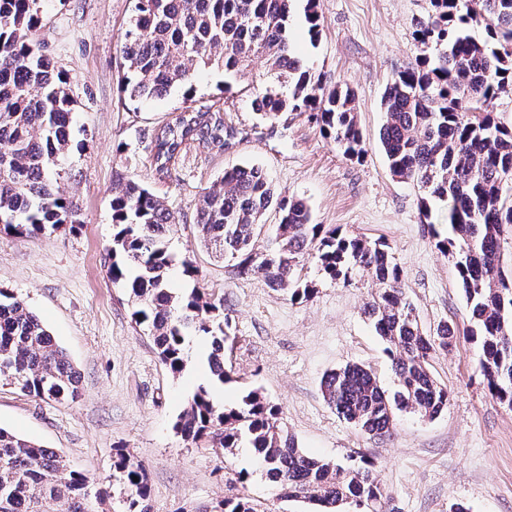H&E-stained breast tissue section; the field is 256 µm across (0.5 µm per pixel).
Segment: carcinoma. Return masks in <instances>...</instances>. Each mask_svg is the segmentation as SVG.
<instances>
[{
  "mask_svg": "<svg viewBox=\"0 0 512 512\" xmlns=\"http://www.w3.org/2000/svg\"><path fill=\"white\" fill-rule=\"evenodd\" d=\"M294 0H133L124 36V91L133 99L161 97L178 87L193 98L196 73L221 67L245 74L257 58L267 71L251 84L254 111L267 119L281 112H311L321 133L349 160L365 152L354 96L323 86L306 69L288 38ZM435 16L417 29L416 63L396 69L382 105L380 140L393 176L417 182L424 215L431 203L446 211L448 236L437 249L454 264L471 313L467 330L489 393L512 407V274L501 265L500 244L512 228V130L490 110L512 92V0H430ZM318 0H306L309 35L320 33ZM37 0H0V223L38 235L74 224L78 206L56 188L55 167L68 150L76 100L69 77L43 50ZM484 26L482 40L471 34ZM238 131L212 106H189L150 141L155 174H170L186 148H224ZM277 224L263 222L269 208ZM114 233L109 275L135 301L136 324L147 328L158 357L172 373L188 363L186 341L211 338L208 367L220 384L229 339L224 299L201 288L176 293L167 272L173 257L169 232L178 224L147 187L117 177L112 200ZM195 224L204 246L237 261L240 272L261 271L266 284L293 300L314 288L296 277L315 258L325 274L345 278L355 268L380 285L364 314L387 343L399 390L389 399L376 374L347 364L325 374L321 391L336 414L361 431L386 436L394 407L434 417L448 406V389L429 370L436 348L446 349L455 329L436 335L419 327L402 287L400 269L384 240L342 234L311 222L307 204L275 193L265 169L234 167L220 188L203 192ZM0 382L22 395L57 403L80 396V376L66 351L25 303L0 289ZM175 428L186 441L205 438L225 451L246 441L265 463L264 475L286 498L322 509L336 502L356 512H386V496L366 459L343 466L307 455L279 422V409L256 390L230 409L200 386ZM116 480L127 489L124 512H150L146 469L122 452ZM102 497L88 478L53 449L0 428V512H93ZM209 512H257L244 496L226 498Z\"/></svg>",
  "mask_w": 512,
  "mask_h": 512,
  "instance_id": "obj_1",
  "label": "carcinoma"
}]
</instances>
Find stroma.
Returning <instances> with one entry per match:
<instances>
[{
    "label": "stroma",
    "mask_w": 512,
    "mask_h": 512,
    "mask_svg": "<svg viewBox=\"0 0 512 512\" xmlns=\"http://www.w3.org/2000/svg\"><path fill=\"white\" fill-rule=\"evenodd\" d=\"M305 5L294 0L291 42L306 68L354 93L362 159H346L322 136L312 113L259 119L247 78L207 68L195 78L194 98L225 107L224 119L239 136L221 150H187L160 179L147 146L182 110L183 92L141 100L123 92L121 49L131 0L38 2L45 51L68 74L76 100L58 186L77 201L79 222L35 237L0 232V288L23 300L66 349L80 375V396L60 404L0 386V427L55 450L104 489L94 512H117L125 495L112 476L119 448L147 468L151 512H200L237 493L270 512H313L309 504L279 498L252 449L226 453L176 433L188 398L208 380L209 341L191 338L190 364L171 373L134 322L127 293L113 286L110 202L119 173L148 186L178 220L169 241L171 287L198 286L224 301L233 340L224 353L230 378L212 390L217 402L232 407L248 391L261 390L309 456L342 464L372 460L389 512H455L460 504L470 512H512V408L492 398L476 369L457 271L435 246L444 220L436 212L424 216L421 190L391 175L379 142L392 68L415 63L414 30L429 0H318L314 42ZM244 163L263 166L277 192L304 199L314 223L387 240L422 330L432 336L442 324L455 327L448 348L429 359L449 392L438 416L399 411L390 434L378 437L340 418L323 398L324 374L348 363L373 370L388 392L397 389L386 345L363 311L377 289L370 274L355 270L333 280L308 260L298 274L314 294L294 301L269 288L261 273L240 274L235 261L204 248L195 224L199 196ZM186 260L198 268V279L185 276ZM241 471L249 478L235 483Z\"/></svg>",
    "instance_id": "obj_1"
}]
</instances>
